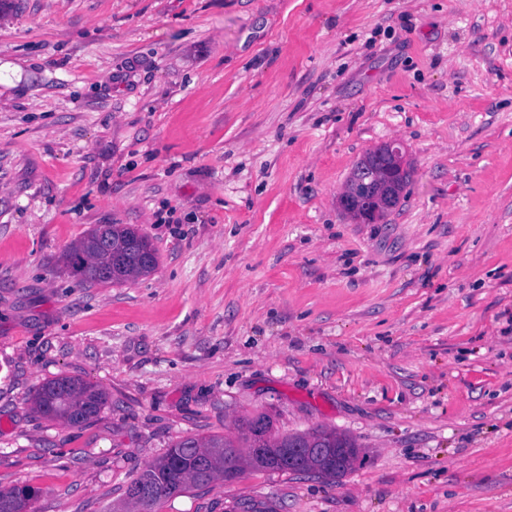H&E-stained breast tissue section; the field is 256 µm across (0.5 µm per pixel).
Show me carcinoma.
Returning a JSON list of instances; mask_svg holds the SVG:
<instances>
[{
    "label": "carcinoma",
    "mask_w": 512,
    "mask_h": 512,
    "mask_svg": "<svg viewBox=\"0 0 512 512\" xmlns=\"http://www.w3.org/2000/svg\"><path fill=\"white\" fill-rule=\"evenodd\" d=\"M111 240L112 254L92 250L97 237ZM66 263L71 273L83 281L101 284H119L127 279L146 275L157 264L155 249L148 238L137 231L112 224L92 230L66 253ZM34 408L49 419L61 420L69 425H82L96 418L107 403L106 393L77 377L57 376L43 382L32 398ZM251 420L239 425V435L232 439L213 435L207 439L187 437L177 441L167 451L146 465L132 480L127 510L129 512H157L156 507L165 499L182 494L192 487L206 482L195 476L198 461L210 457L211 480H224V449L236 448L238 453L231 462L242 472L246 468L258 471L286 472L288 468L273 466L253 458L247 448L250 444ZM325 447L332 449L329 464L336 466L334 476L345 475L352 466L356 443L334 430H323ZM29 486L0 489V502L10 512H24L25 505L33 497Z\"/></svg>",
    "instance_id": "obj_1"
}]
</instances>
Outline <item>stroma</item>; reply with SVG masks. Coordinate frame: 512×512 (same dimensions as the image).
I'll list each match as a JSON object with an SVG mask.
<instances>
[{
    "instance_id": "obj_1",
    "label": "stroma",
    "mask_w": 512,
    "mask_h": 512,
    "mask_svg": "<svg viewBox=\"0 0 512 512\" xmlns=\"http://www.w3.org/2000/svg\"><path fill=\"white\" fill-rule=\"evenodd\" d=\"M400 143L377 224L338 195ZM146 235L153 272L69 246ZM108 395L70 426L30 397ZM333 429L339 479L243 471L158 512H512V0H6L0 488L118 512L188 437ZM98 236L111 240L113 255L92 250V242ZM143 251L152 254L151 263L143 261ZM66 263L71 273L82 281L119 284L131 277L152 272L157 264V256L146 236L129 227L112 224L92 230L71 246L66 253ZM102 267H112L111 273L101 275L99 269ZM34 408L49 419L82 425L96 418L107 403L106 393L71 376L43 382L32 398Z\"/></svg>"
}]
</instances>
